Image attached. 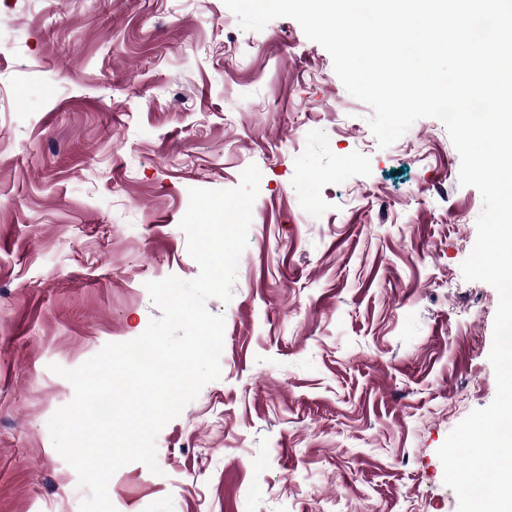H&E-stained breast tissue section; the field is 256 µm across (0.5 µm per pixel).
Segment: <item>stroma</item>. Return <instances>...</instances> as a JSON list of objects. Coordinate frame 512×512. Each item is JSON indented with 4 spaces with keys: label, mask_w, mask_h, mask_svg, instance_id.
I'll use <instances>...</instances> for the list:
<instances>
[{
    "label": "stroma",
    "mask_w": 512,
    "mask_h": 512,
    "mask_svg": "<svg viewBox=\"0 0 512 512\" xmlns=\"http://www.w3.org/2000/svg\"><path fill=\"white\" fill-rule=\"evenodd\" d=\"M297 21L224 0H0V512H80L48 422L74 369L195 279L193 188L261 172L221 376L116 512H458L437 455L489 406L499 296L465 280L482 198L438 119L380 147ZM344 178H337L339 163ZM314 184L309 197L305 184Z\"/></svg>",
    "instance_id": "1"
}]
</instances>
